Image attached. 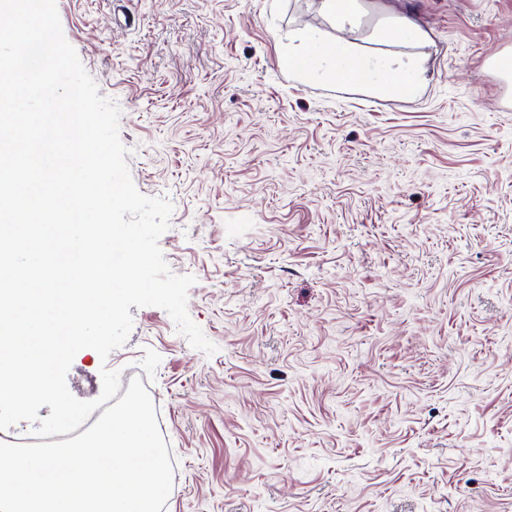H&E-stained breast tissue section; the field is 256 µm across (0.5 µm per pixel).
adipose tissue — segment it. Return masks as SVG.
<instances>
[{
    "instance_id": "obj_1",
    "label": "adipose tissue",
    "mask_w": 512,
    "mask_h": 512,
    "mask_svg": "<svg viewBox=\"0 0 512 512\" xmlns=\"http://www.w3.org/2000/svg\"><path fill=\"white\" fill-rule=\"evenodd\" d=\"M282 67L297 77L317 74L324 68H333L340 77L355 78L377 85L382 91L405 97L414 96L419 89L418 80L405 66H394L384 56L362 57L345 40L318 47L310 51L291 45L280 56Z\"/></svg>"
}]
</instances>
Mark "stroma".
I'll return each mask as SVG.
<instances>
[{
	"instance_id": "stroma-1",
	"label": "stroma",
	"mask_w": 512,
	"mask_h": 512,
	"mask_svg": "<svg viewBox=\"0 0 512 512\" xmlns=\"http://www.w3.org/2000/svg\"><path fill=\"white\" fill-rule=\"evenodd\" d=\"M56 5L216 347L133 306L67 375L141 378L163 512H512V0H365L354 49L412 59V99L289 76V35H338L320 0ZM403 14L426 41L383 39Z\"/></svg>"
}]
</instances>
